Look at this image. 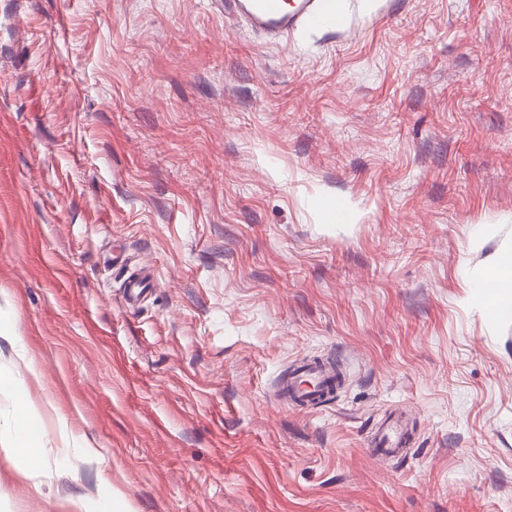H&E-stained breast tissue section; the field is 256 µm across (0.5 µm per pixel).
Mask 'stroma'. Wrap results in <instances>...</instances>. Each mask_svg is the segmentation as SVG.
Segmentation results:
<instances>
[{"instance_id":"stroma-1","label":"stroma","mask_w":512,"mask_h":512,"mask_svg":"<svg viewBox=\"0 0 512 512\" xmlns=\"http://www.w3.org/2000/svg\"><path fill=\"white\" fill-rule=\"evenodd\" d=\"M343 8L271 44L224 0H0V371L24 346L46 450L0 392V512H512V319L474 298L512 0ZM316 358L337 393L282 401ZM14 395V439L16 450L32 465H41L43 455L41 441L43 433L32 421L29 413V398L26 392L12 388ZM406 435L401 421L386 420L374 433L372 450L382 456H396L406 446Z\"/></svg>"}]
</instances>
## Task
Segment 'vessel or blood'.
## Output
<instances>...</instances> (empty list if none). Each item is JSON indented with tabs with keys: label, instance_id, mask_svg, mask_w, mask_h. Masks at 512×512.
Here are the masks:
<instances>
[{
	"label": "vessel or blood",
	"instance_id": "1",
	"mask_svg": "<svg viewBox=\"0 0 512 512\" xmlns=\"http://www.w3.org/2000/svg\"><path fill=\"white\" fill-rule=\"evenodd\" d=\"M224 10L246 18L271 43L302 25L333 30L344 23L337 0H224ZM406 441L401 421L387 420L377 428L371 445L380 455L395 456Z\"/></svg>",
	"mask_w": 512,
	"mask_h": 512
}]
</instances>
